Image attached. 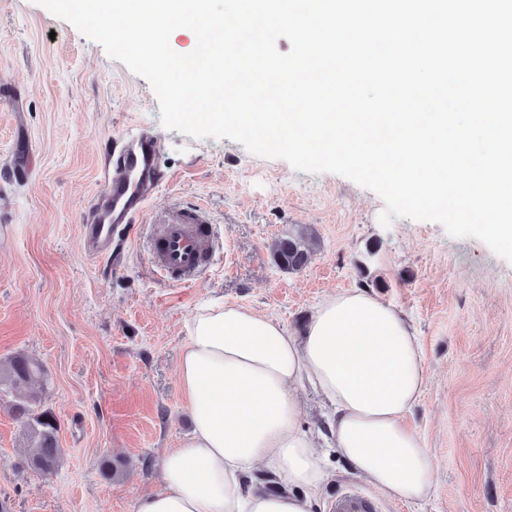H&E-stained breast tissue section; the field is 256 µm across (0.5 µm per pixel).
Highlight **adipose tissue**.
<instances>
[{"label": "adipose tissue", "mask_w": 512, "mask_h": 512, "mask_svg": "<svg viewBox=\"0 0 512 512\" xmlns=\"http://www.w3.org/2000/svg\"><path fill=\"white\" fill-rule=\"evenodd\" d=\"M178 374L192 428L160 460V490L135 512H311L326 479L323 452L300 422L298 388L334 407L337 457L383 495L422 500L435 460L407 417L426 365L405 316L362 288L331 296L303 337L224 301L185 324Z\"/></svg>", "instance_id": "obj_1"}]
</instances>
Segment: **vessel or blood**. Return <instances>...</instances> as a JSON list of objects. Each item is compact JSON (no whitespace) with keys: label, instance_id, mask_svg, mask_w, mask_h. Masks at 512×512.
Instances as JSON below:
<instances>
[{"label":"vessel or blood","instance_id":"vessel-or-blood-1","mask_svg":"<svg viewBox=\"0 0 512 512\" xmlns=\"http://www.w3.org/2000/svg\"><path fill=\"white\" fill-rule=\"evenodd\" d=\"M159 137L139 132L116 140L120 178H112L103 166L99 190L83 219L82 247L92 257L112 251V237L121 224H133L142 216L147 202L158 192L166 177L158 166ZM154 259L164 275L178 284H189L207 269L211 249L205 213L200 207L171 211L155 231ZM331 512H376L368 498L347 492L331 505Z\"/></svg>","mask_w":512,"mask_h":512}]
</instances>
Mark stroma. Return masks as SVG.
I'll return each mask as SVG.
<instances>
[{
	"mask_svg": "<svg viewBox=\"0 0 512 512\" xmlns=\"http://www.w3.org/2000/svg\"><path fill=\"white\" fill-rule=\"evenodd\" d=\"M131 128L160 136L169 181L113 255L93 260L80 226L104 155ZM195 205L213 262L176 285L152 263L153 224ZM383 208L343 176L167 130L148 81L72 24L36 0L0 6V365L23 354L44 366L41 407L61 448L52 474L31 470L22 423L0 400V512H133L190 430L178 364L199 304L244 305L298 336L323 300L355 287L402 311L423 349L409 422L435 456V490L385 497L331 453L315 512L351 489L378 512H512V262L433 222L381 227ZM300 233L313 257L290 273L271 246Z\"/></svg>",
	"mask_w": 512,
	"mask_h": 512,
	"instance_id": "stroma-1",
	"label": "stroma"
}]
</instances>
